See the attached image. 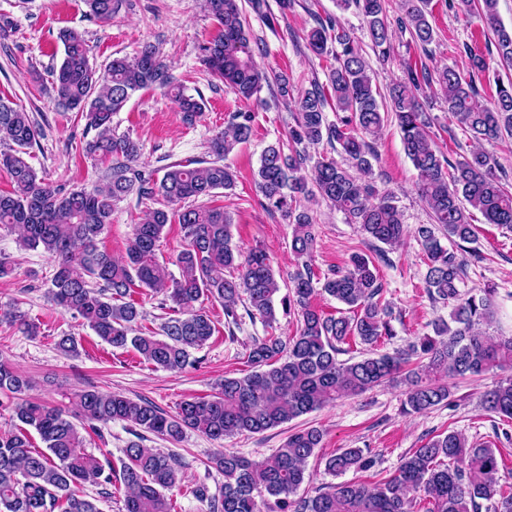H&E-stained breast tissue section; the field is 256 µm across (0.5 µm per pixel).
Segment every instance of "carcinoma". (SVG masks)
<instances>
[{
    "instance_id": "cac0c4a2",
    "label": "carcinoma",
    "mask_w": 512,
    "mask_h": 512,
    "mask_svg": "<svg viewBox=\"0 0 512 512\" xmlns=\"http://www.w3.org/2000/svg\"><path fill=\"white\" fill-rule=\"evenodd\" d=\"M89 14L102 23L112 21L124 0H84ZM498 0H481V21L495 40L499 61L512 67V30L499 21ZM397 25L412 41L426 48L434 40L428 20L430 0H336L339 11L355 9L366 26L378 60L390 57L392 5ZM218 25L202 47L203 65L239 98L249 101L270 75L257 62L261 40L251 36L240 0H204ZM64 57L52 73L51 88L58 105L85 115L96 135L87 153L105 164L102 181L92 185H54L38 177L27 162L39 128L29 113L0 99V140L12 146L0 151V170L7 172L13 191L0 193V227L17 233L19 249L40 250L55 262L50 301L61 311L80 317L114 348L128 345L157 369L179 372L190 361V350L203 347L215 327L203 298L224 307V318L239 324L238 305L267 324L276 321V303L298 317L295 335L252 339L242 377H226L209 398H190L174 415L146 399L84 389L74 393L77 410L25 398L31 380L0 358V407L11 412V424L0 428V512H102L99 499L85 495V484L102 487L109 496L113 467H105L85 451L88 430L121 421L135 439L124 448L120 482L123 512H174L168 492L185 493L206 504L207 512H414L427 500L426 512H481L482 501H494V512H512V493L498 489L496 449L468 442L455 432L428 440L405 457L389 480L368 486L343 482L314 496H297L306 479V466L323 434L316 427L299 429L262 461L219 448L210 464L224 475L219 496L207 486H184L183 464L146 447L144 433L178 440L188 430L222 441L239 434H261L339 399L353 397L404 376V410L424 413L451 396L443 379L504 372L482 400L484 408L512 420V336L491 338L480 326L491 322L496 289L461 293L464 264L440 241L471 243L475 227L470 210L487 223L512 231V183L497 158L483 149L452 163L430 135V118L419 92L438 86L448 112L476 141L512 139V78L497 77L496 95L484 99L475 76L489 69L487 58L469 52L471 72L452 67L429 69L407 64L404 75L388 87L390 111L397 122L407 157L417 171L418 192L431 211L433 223L415 234L427 260L425 276L433 299L453 303L450 320L439 319L433 334L418 337L402 352L377 354L374 347L395 335L380 306L383 284L374 260L361 253L343 271L317 277L311 261L315 245L313 218L307 203L319 197L342 212L369 241L398 245L406 230L390 193H378L369 182L376 155L372 143L384 116L376 95L375 72L361 45L339 16L318 23L306 37L318 57H332L326 82L315 81L295 102L287 142L264 148L254 175L262 205L292 226L296 269L289 274L287 293L277 298L280 284L266 253L256 247L248 255L232 242L233 220L224 209L179 205L231 191L236 175L224 163L236 146L252 136V116L238 112L211 140L210 160L172 163L162 176L137 168L139 142L117 135L112 115L138 91L159 88L174 94L189 123L202 112V103L186 95L175 82L159 49L151 44L133 57H114L98 68L83 34H61ZM332 104L336 122L327 120ZM327 143L342 161L314 157L309 148ZM159 197L162 206L144 211L132 230L131 244L121 260L99 248V237L111 223L113 206L131 192ZM178 219L186 245L178 253L174 276L157 258L166 225ZM143 287L175 305L174 316L160 333L139 331L142 318L132 299L133 287ZM326 294L347 306L350 315L327 316L312 305ZM351 339L367 347L359 359L341 360ZM45 449H32L31 432ZM373 461L361 448H346L326 459L327 469L341 474L366 471Z\"/></svg>"
}]
</instances>
